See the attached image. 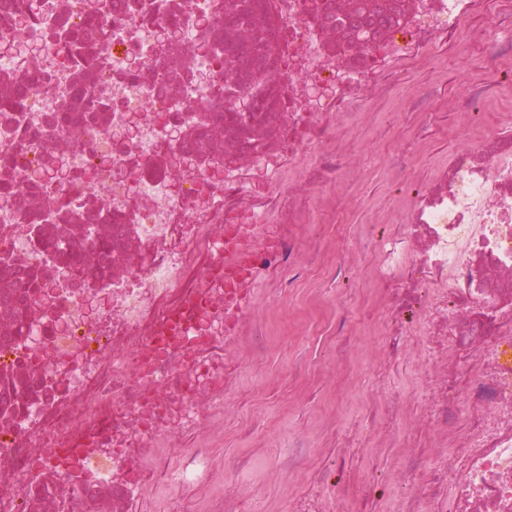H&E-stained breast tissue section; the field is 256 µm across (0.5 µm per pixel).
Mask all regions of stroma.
<instances>
[{"label":"stroma","instance_id":"stroma-1","mask_svg":"<svg viewBox=\"0 0 512 512\" xmlns=\"http://www.w3.org/2000/svg\"><path fill=\"white\" fill-rule=\"evenodd\" d=\"M487 42L484 17L475 15L463 29L457 50L439 42L399 69L395 105H364L371 123L367 136L340 135L344 152L369 165L351 168L338 189L323 187L312 197L313 222L301 232L300 259L307 268L295 287L276 297L267 284L257 288V315L265 314L266 300L276 302V347L269 355L251 359V373L230 396L224 434L215 441L217 458L256 446L270 452L302 445L308 466L320 467L349 440L360 437L362 394L374 387L382 367L388 374L387 395L413 404L422 401L416 384L422 360L386 364L382 345L387 300L376 289L373 248L408 221L399 201L402 186L429 180L463 145L488 132L491 117L469 123L462 113L474 87L489 88L496 108L512 106V84L498 83L487 58ZM425 112L432 113L431 123L422 121ZM344 258L351 262L346 278L331 280L328 268ZM344 313L350 318L347 367L326 343ZM256 411L265 426L253 442H243L237 426Z\"/></svg>","mask_w":512,"mask_h":512}]
</instances>
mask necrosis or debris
Returning a JSON list of instances; mask_svg holds the SVG:
<instances>
[{"mask_svg":"<svg viewBox=\"0 0 512 512\" xmlns=\"http://www.w3.org/2000/svg\"><path fill=\"white\" fill-rule=\"evenodd\" d=\"M486 0H0V512H144L147 491L246 512L358 504L351 450L216 462L228 397L271 338L254 285L296 272L306 204L339 184L353 102ZM232 95H225V88ZM235 255L210 276L218 242ZM383 348L425 357L430 397L385 512H512V109L376 245ZM461 361L464 404L443 372ZM182 446L181 461L167 452ZM67 472L78 473L72 483Z\"/></svg>","mask_w":512,"mask_h":512,"instance_id":"obj_1","label":"necrosis or debris"}]
</instances>
